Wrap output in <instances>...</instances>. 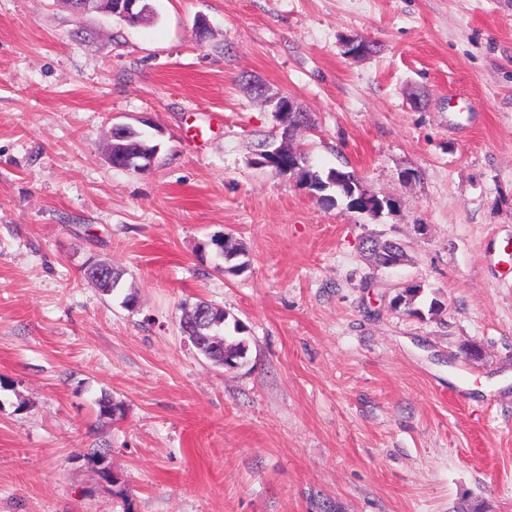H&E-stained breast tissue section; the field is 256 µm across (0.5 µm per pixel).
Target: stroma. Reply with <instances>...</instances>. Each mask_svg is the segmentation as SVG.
<instances>
[{
  "mask_svg": "<svg viewBox=\"0 0 512 512\" xmlns=\"http://www.w3.org/2000/svg\"><path fill=\"white\" fill-rule=\"evenodd\" d=\"M151 4L132 26L0 0V512H512V0ZM256 82L391 208L253 166L282 130ZM116 123L158 129L151 171L106 161ZM370 234L410 262L373 270ZM410 280L440 317L390 307ZM200 300L247 326L243 366L181 335ZM246 254L243 247L233 243L229 238H224V249L219 252L224 266L217 267V270L231 274L243 272L248 266V260H242L241 258H244ZM89 264L99 267L100 275L89 274L85 269L87 264L83 267L84 278L98 288L103 295H111L112 290L121 284L124 272L105 261H95Z\"/></svg>",
  "mask_w": 512,
  "mask_h": 512,
  "instance_id": "35a3bbf8",
  "label": "stroma"
}]
</instances>
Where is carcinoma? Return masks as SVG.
Returning a JSON list of instances; mask_svg holds the SVG:
<instances>
[{
	"instance_id": "carcinoma-1",
	"label": "carcinoma",
	"mask_w": 512,
	"mask_h": 512,
	"mask_svg": "<svg viewBox=\"0 0 512 512\" xmlns=\"http://www.w3.org/2000/svg\"><path fill=\"white\" fill-rule=\"evenodd\" d=\"M298 158L304 171L302 181L307 187L319 194L320 198L334 205L337 201L347 202V207L365 213L373 218L382 214L383 210L391 207L387 198L378 196L365 197L361 191V178L353 171L332 168L323 173L314 170L309 164L308 155L300 150ZM361 253L369 263L380 268L394 262L403 265L409 262V254L404 243L369 236L364 239ZM224 265L217 270L231 274H238L248 266L244 260L246 250L240 245L224 239V249L219 252ZM93 265L99 267L100 274L83 272L86 280L91 282L104 295L112 294V290L121 284L124 272L105 261H95ZM423 294L422 285L415 282L408 287L397 289L391 299V308L403 311L409 315L421 317L423 310L418 307V299ZM180 333L187 338L193 346L202 353L212 364L223 368L241 366L247 357L248 339L247 326L228 311L215 312L210 304L199 301L183 312L179 320ZM107 451L104 448H93L87 454L89 460L102 467V477L109 482H116L110 469L104 466Z\"/></svg>"
}]
</instances>
